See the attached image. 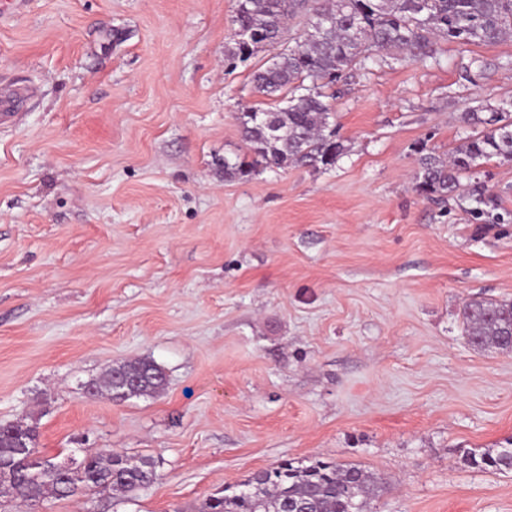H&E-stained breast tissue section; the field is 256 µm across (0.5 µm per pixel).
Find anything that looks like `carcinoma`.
Masks as SVG:
<instances>
[{
    "label": "carcinoma",
    "instance_id": "obj_1",
    "mask_svg": "<svg viewBox=\"0 0 512 512\" xmlns=\"http://www.w3.org/2000/svg\"><path fill=\"white\" fill-rule=\"evenodd\" d=\"M311 12L307 29L292 48L253 75L256 89L280 106L248 107L237 120L250 150L269 167L333 166L345 146L329 128L330 104L323 88L343 73L385 51L399 60L436 59L439 40L461 44L495 43L512 33V0H237L234 22L264 34L267 45L282 40L288 19ZM463 119L472 135L448 156L418 150L417 190L438 201L455 192L460 178L481 160L512 161V112L476 109ZM469 343L512 351V300L473 299L462 310ZM166 382L151 360L117 364L104 386L123 399L152 396ZM29 452H18V436ZM36 428L26 422L0 432V465L9 464L25 478L13 494L11 478L0 476V498L34 506L53 491L68 498L83 491L127 497L153 484L157 463L149 456L133 459L112 450L84 456L78 469L63 478L46 469L37 455ZM472 465L495 472L512 471V448L471 455ZM378 482L364 469L336 462H289L253 473L230 494L211 495L198 512H372Z\"/></svg>",
    "mask_w": 512,
    "mask_h": 512
}]
</instances>
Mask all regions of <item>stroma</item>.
Here are the masks:
<instances>
[{
    "mask_svg": "<svg viewBox=\"0 0 512 512\" xmlns=\"http://www.w3.org/2000/svg\"><path fill=\"white\" fill-rule=\"evenodd\" d=\"M236 0H23L0 11V424L41 456H149L129 499L31 512H197L281 462L373 473V512H512V352L461 332L472 298L512 299V162L447 201L416 189L465 112L512 107V37L385 59L327 93L329 168L255 163L237 114L268 47L228 64ZM251 163L227 176L224 161ZM488 204H477L478 196ZM150 359L154 397L88 388ZM472 465L495 472L512 471V448H496L485 450L479 454L470 456Z\"/></svg>",
    "mask_w": 512,
    "mask_h": 512,
    "instance_id": "1",
    "label": "stroma"
}]
</instances>
